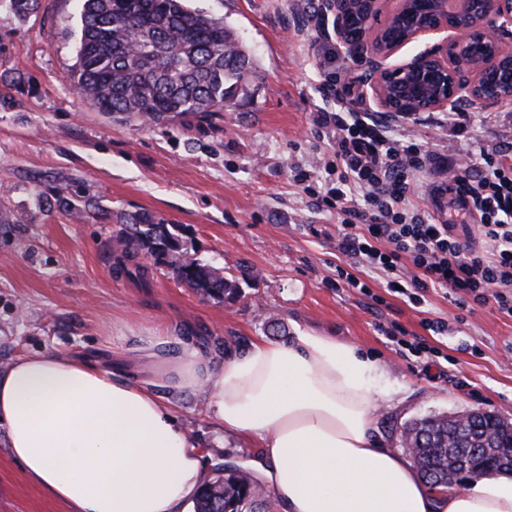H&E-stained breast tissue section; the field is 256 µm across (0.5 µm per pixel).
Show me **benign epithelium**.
Instances as JSON below:
<instances>
[{
  "label": "benign epithelium",
  "instance_id": "1",
  "mask_svg": "<svg viewBox=\"0 0 512 512\" xmlns=\"http://www.w3.org/2000/svg\"><path fill=\"white\" fill-rule=\"evenodd\" d=\"M349 0H322L323 13L332 17L333 33L347 56L366 73L379 108L400 117L423 110L451 109L466 101L480 109L512 104V51L503 34L512 26V0H464L456 12L448 0H432L440 13L431 25H416L398 37L389 34L392 22L409 12L413 0H360L367 21L350 32ZM442 35L433 47L408 60L390 59L407 44L428 35ZM476 448H498L512 467V448L496 440L474 436ZM469 458L448 464V483L462 488Z\"/></svg>",
  "mask_w": 512,
  "mask_h": 512
}]
</instances>
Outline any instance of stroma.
<instances>
[{
  "label": "stroma",
  "instance_id": "stroma-1",
  "mask_svg": "<svg viewBox=\"0 0 512 512\" xmlns=\"http://www.w3.org/2000/svg\"><path fill=\"white\" fill-rule=\"evenodd\" d=\"M224 18L256 61L232 107L165 124L128 123L73 92L81 0H42L18 19L0 0V369L19 356L56 352L125 374L149 376L155 359L191 344L215 353L246 351L258 337L285 343L296 327L348 340L376 359L400 403L381 411L376 438L401 450V432L434 413L471 409L512 421V318L491 306L458 307L429 289L419 305L391 293L383 275L337 248L341 215L318 209L297 168L330 177L329 147L311 132L313 112L345 107L373 112L362 72L340 52L321 0H188ZM352 93L325 98L324 52ZM395 135L451 157L512 143V104L487 110L458 105L409 118L388 115ZM447 173L420 177L413 202L435 219L475 223L447 191ZM90 199L83 219L47 211L57 189ZM177 224L189 254L241 280L223 304L148 266L140 282L113 271L112 237L129 216ZM365 281L369 294L336 284L337 268ZM446 323L444 334L425 321ZM395 326L442 349L417 356L382 334ZM162 344H152V337ZM196 441L209 470L233 462L266 481L262 452L224 434L201 412L200 398L157 384ZM0 512H66L27 482L0 428Z\"/></svg>",
  "mask_w": 512,
  "mask_h": 512
}]
</instances>
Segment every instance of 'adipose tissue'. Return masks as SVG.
Listing matches in <instances>:
<instances>
[{
	"label": "adipose tissue",
	"mask_w": 512,
	"mask_h": 512,
	"mask_svg": "<svg viewBox=\"0 0 512 512\" xmlns=\"http://www.w3.org/2000/svg\"><path fill=\"white\" fill-rule=\"evenodd\" d=\"M157 375L198 393L225 435L257 441L283 512H512V476L435 487L374 437L397 402L382 366L299 328L217 359L185 347ZM0 425L27 481L69 512H187L209 475L146 379L52 352L0 371Z\"/></svg>",
	"instance_id": "1"
}]
</instances>
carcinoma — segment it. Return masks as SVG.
<instances>
[{
	"label": "carcinoma",
	"mask_w": 512,
	"mask_h": 512,
	"mask_svg": "<svg viewBox=\"0 0 512 512\" xmlns=\"http://www.w3.org/2000/svg\"><path fill=\"white\" fill-rule=\"evenodd\" d=\"M40 0H8L25 18ZM250 51L224 19L190 11L183 0H83L77 60L67 80L80 97L102 112L139 124L163 123L183 114L222 112L231 106L253 69ZM54 207L81 218L82 207L59 190ZM115 273L144 274L143 257L202 296L219 303L239 292L236 281L189 255L167 224L134 216L115 237ZM502 419L489 414L486 432L509 441ZM416 449L413 459L423 477L448 485V460L465 451L448 447V416L431 415L403 429ZM271 501L248 474L229 473L206 484L194 512H270Z\"/></svg>",
	"instance_id": "1"
}]
</instances>
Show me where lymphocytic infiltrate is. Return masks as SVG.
Returning a JSON list of instances; mask_svg holds the SVG:
<instances>
[{
    "mask_svg": "<svg viewBox=\"0 0 512 512\" xmlns=\"http://www.w3.org/2000/svg\"><path fill=\"white\" fill-rule=\"evenodd\" d=\"M312 124L332 149L324 167L336 182L318 191L304 169L298 180L309 197L343 214L338 249L345 257L385 274L388 289L410 303L443 288L459 303L490 304L512 317V145L447 164L355 112L323 108ZM444 168L449 192L478 216L477 225L437 221L412 203L416 176Z\"/></svg>",
    "mask_w": 512,
    "mask_h": 512,
    "instance_id": "f902f5d3",
    "label": "lymphocytic infiltrate"
}]
</instances>
